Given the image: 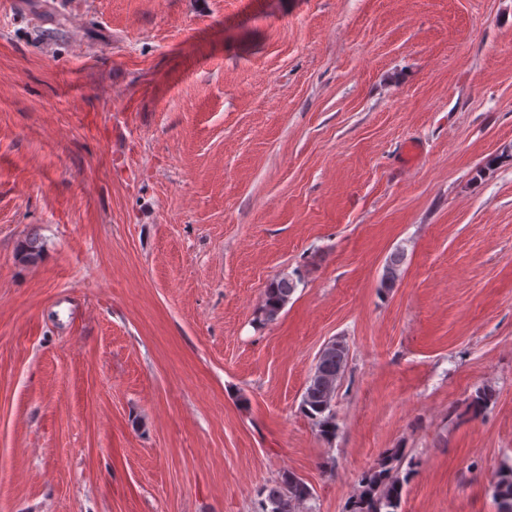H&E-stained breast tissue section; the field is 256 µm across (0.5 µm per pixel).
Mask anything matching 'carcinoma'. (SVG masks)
<instances>
[{
  "mask_svg": "<svg viewBox=\"0 0 512 512\" xmlns=\"http://www.w3.org/2000/svg\"><path fill=\"white\" fill-rule=\"evenodd\" d=\"M404 252L397 251L387 262L381 277V287L392 288L400 277ZM302 281L301 273L278 276L264 290L258 308L261 324H272L291 300ZM349 356L346 342L336 339L326 344L317 358L302 396L301 410L313 421L320 437L336 436L335 400L344 376ZM404 456L391 453L382 457L377 466L364 473L359 488L351 497L346 512H400L407 476L402 474ZM260 512H303L312 497L309 486L294 473H284L273 484L261 490ZM497 512H512V465H504L497 473L494 486Z\"/></svg>",
  "mask_w": 512,
  "mask_h": 512,
  "instance_id": "cac0c4a2",
  "label": "carcinoma"
}]
</instances>
